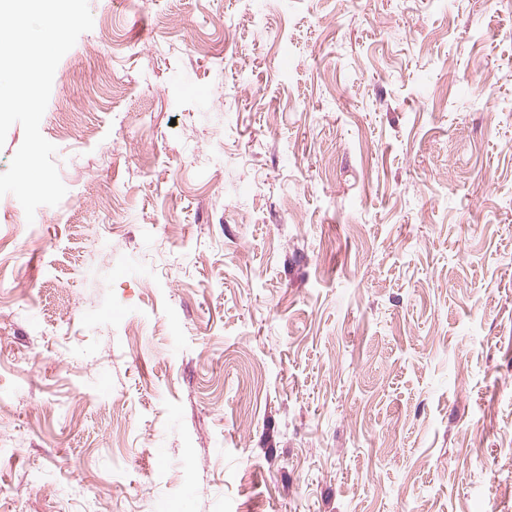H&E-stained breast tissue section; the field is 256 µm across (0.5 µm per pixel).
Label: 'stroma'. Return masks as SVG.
<instances>
[{
    "mask_svg": "<svg viewBox=\"0 0 512 512\" xmlns=\"http://www.w3.org/2000/svg\"><path fill=\"white\" fill-rule=\"evenodd\" d=\"M89 7L0 512H512V0Z\"/></svg>",
    "mask_w": 512,
    "mask_h": 512,
    "instance_id": "stroma-1",
    "label": "stroma"
}]
</instances>
